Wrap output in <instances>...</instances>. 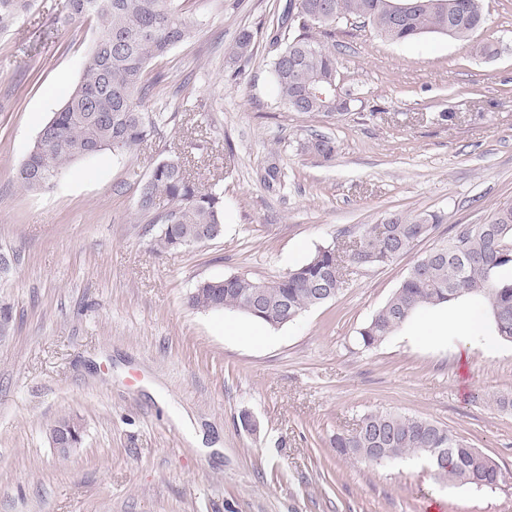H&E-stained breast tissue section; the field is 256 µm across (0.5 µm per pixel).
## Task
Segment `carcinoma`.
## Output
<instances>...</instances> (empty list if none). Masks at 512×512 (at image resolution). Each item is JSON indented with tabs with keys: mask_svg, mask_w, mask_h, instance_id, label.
<instances>
[{
	"mask_svg": "<svg viewBox=\"0 0 512 512\" xmlns=\"http://www.w3.org/2000/svg\"><path fill=\"white\" fill-rule=\"evenodd\" d=\"M34 0H0V33L28 12ZM396 0H290L288 14L265 37L281 45L272 74L280 100L293 112L343 116L356 101L338 103L332 87L339 82L336 52L325 40L336 36L342 21L363 19L391 42H409L436 33L467 41L484 23L483 0H405L400 17ZM317 14L309 24L304 18ZM66 25L95 24V38L79 83L62 108L41 127L20 172L29 191L49 189L71 164L105 151L128 153L167 125L165 112H144L141 101L151 83L148 65L166 57L187 41L192 23L175 0H66L59 18ZM261 29H243L229 49L238 62L248 59ZM298 148L324 162L336 157V141L312 131ZM261 180L284 187L277 163L268 164ZM138 211L159 226L154 245L176 250L219 238L224 227V197L216 187L202 189L185 174L181 156L156 165L142 185ZM436 213L392 212L382 224L358 235L356 251L336 247L316 249L303 263L274 279L246 273L196 283L188 297L202 311H233L276 328L294 321L308 309L331 299L343 284V258L356 266L386 264L423 240L440 223ZM512 201L501 204L483 224L465 225L448 243L433 248L410 267L400 286L358 331V342L371 348L412 320L444 304L470 297L485 298L495 332L512 341ZM79 420L64 416L50 437L66 434L81 443ZM333 447L342 456L364 457L380 449L381 463L417 456L434 466L439 483L493 486L502 474L489 457L475 451L446 426L428 419L390 411L371 412L357 427L336 434Z\"/></svg>",
	"mask_w": 512,
	"mask_h": 512,
	"instance_id": "1",
	"label": "carcinoma"
}]
</instances>
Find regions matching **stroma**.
<instances>
[{"mask_svg": "<svg viewBox=\"0 0 512 512\" xmlns=\"http://www.w3.org/2000/svg\"><path fill=\"white\" fill-rule=\"evenodd\" d=\"M287 3L179 0L197 27L150 66L163 79L142 102L169 124L131 153L73 164L46 191L24 190L19 169L95 32L61 25L64 0H37L0 35V253L15 259L0 276L14 307L0 339V512H512V479L446 485L413 458L377 466L331 445L390 410L449 427L512 476V407L498 404L512 398V342L483 299L473 305L494 345L467 358L452 334L357 341L420 256L512 201V0H485L467 43L344 28L338 77L357 101L341 117L289 110L267 44L226 61L240 30ZM482 42L499 54H476ZM310 129L335 138L333 161L297 151ZM174 154L223 190L224 233L159 252L136 201ZM274 154L286 183L272 191L256 172ZM395 211L442 220L396 261L349 267L336 297L296 322L230 336L225 323L242 315L188 304L197 281L281 276ZM63 415L83 427L66 457L48 434Z\"/></svg>", "mask_w": 512, "mask_h": 512, "instance_id": "stroma-1", "label": "stroma"}]
</instances>
